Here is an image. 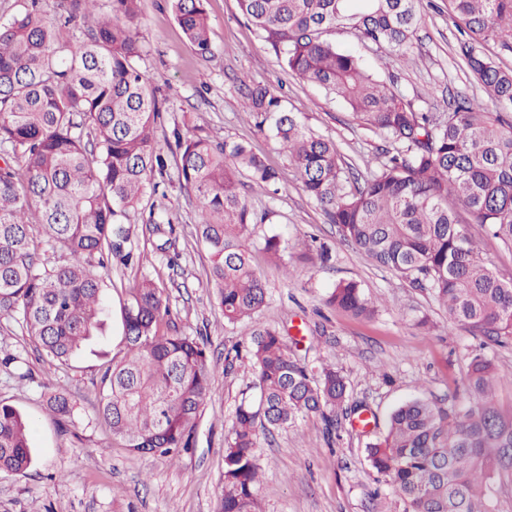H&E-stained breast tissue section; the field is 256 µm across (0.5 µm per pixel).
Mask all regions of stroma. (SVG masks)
I'll return each mask as SVG.
<instances>
[{"label":"stroma","instance_id":"35a3bbf8","mask_svg":"<svg viewBox=\"0 0 512 512\" xmlns=\"http://www.w3.org/2000/svg\"><path fill=\"white\" fill-rule=\"evenodd\" d=\"M423 5L410 60L350 32H335L332 39L358 50L380 80L396 81L432 111H447L449 98L460 91L482 97L455 52L459 31L448 18L447 0H423ZM207 11L214 55L206 61L186 41L169 0H140L132 27L144 46L141 65L154 78L165 127L190 115L192 125L213 139L251 143L281 174L277 194H246L253 209L266 216L252 236L254 263L268 287L262 322L282 330L290 349L309 365L329 364L341 371L350 402H365L377 425H385L392 409L413 396L444 413L459 407L473 338L449 329L446 313L426 292L340 242L336 226L305 194L286 156L255 128L242 106L243 93L257 82L279 87L288 111L298 113L315 134L334 140L342 160L362 174L377 167L388 140L359 125L323 88L284 72L238 0H208ZM150 201L173 220L178 265L169 267L167 253L160 251L163 235L148 231L140 236L146 255L141 271L112 270L111 308L101 343L58 367L35 349L16 319L0 317V360L9 355L23 360L18 368L0 364V402L28 420L33 448L24 474L0 475V512H218L225 440L254 379L245 352L248 340L239 327L225 322L206 286L210 259L197 240L193 198L173 183ZM274 233L288 245L289 266L270 260L261 249L265 236ZM319 240L336 244L330 265L307 260ZM141 272L163 287L171 326L203 339L209 356L221 363L192 446L174 459L133 452L93 421L105 356H121L125 346L123 289ZM342 280L357 282L376 301L379 311L373 318L358 319L328 305L331 289ZM48 376L79 403L74 424L61 425L46 410L41 383ZM366 442L346 421L339 439L329 440L317 413L262 439L260 495L266 512H404L400 498L381 489Z\"/></svg>","mask_w":512,"mask_h":512}]
</instances>
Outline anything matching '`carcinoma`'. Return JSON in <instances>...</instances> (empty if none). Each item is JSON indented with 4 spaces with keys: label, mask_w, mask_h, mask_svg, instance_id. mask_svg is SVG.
<instances>
[{
    "label": "carcinoma",
    "mask_w": 512,
    "mask_h": 512,
    "mask_svg": "<svg viewBox=\"0 0 512 512\" xmlns=\"http://www.w3.org/2000/svg\"><path fill=\"white\" fill-rule=\"evenodd\" d=\"M139 0H59L60 18L84 23L78 47L39 10V0L0 22V316H20L27 336L65 364L102 332L112 264L142 266L135 246L148 190L171 183L159 141L163 109L142 68V46L128 22ZM194 52L213 53L206 0H170ZM283 69L322 87L392 149L363 182L343 165L334 142L315 135L286 109L275 88L244 93L255 128L288 155L303 190L337 226L343 241L377 265L426 291L482 348L512 341V277L480 257L469 225L512 250V70L486 50H512V0H448L462 33L457 52L498 111L460 94L432 112L394 85L378 81L362 55L336 46L346 28L402 59L413 52L419 0H238ZM181 188L196 201L197 232L210 256L207 286L250 338L258 403L236 410L224 448L219 512H263L259 500L261 437L321 413L333 434L347 412V383L331 365L314 370L292 356L280 331L261 323L266 284L252 265L251 226L264 223L241 188L269 192L280 173L245 142L170 131ZM263 250L282 261L277 234ZM126 352L110 359L94 405L95 421L141 454L177 456L191 437L219 363L204 342L176 330L163 288L143 274L124 288ZM327 302L371 318L376 302L341 281ZM495 366L470 353L466 406L443 419L432 404L410 399L366 444L371 467L405 512H487L484 488L512 465V418L495 406ZM47 410L71 422L69 393L43 382ZM32 462L29 427L0 403V475Z\"/></svg>",
    "instance_id": "cac0c4a2"
}]
</instances>
